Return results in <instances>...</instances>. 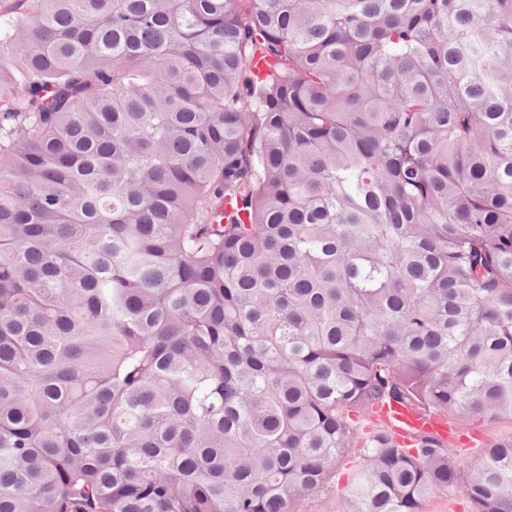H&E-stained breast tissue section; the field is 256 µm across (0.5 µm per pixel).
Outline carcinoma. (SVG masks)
I'll return each mask as SVG.
<instances>
[{
	"label": "carcinoma",
	"instance_id": "obj_1",
	"mask_svg": "<svg viewBox=\"0 0 512 512\" xmlns=\"http://www.w3.org/2000/svg\"><path fill=\"white\" fill-rule=\"evenodd\" d=\"M390 402L512 419V0H0V512H512ZM355 462L345 461L336 472V477L324 493L306 498L294 506L296 512H336V500L341 496L347 478L355 468ZM335 510V511H334ZM422 512H471V504L461 484L437 489L424 500Z\"/></svg>",
	"mask_w": 512,
	"mask_h": 512
}]
</instances>
